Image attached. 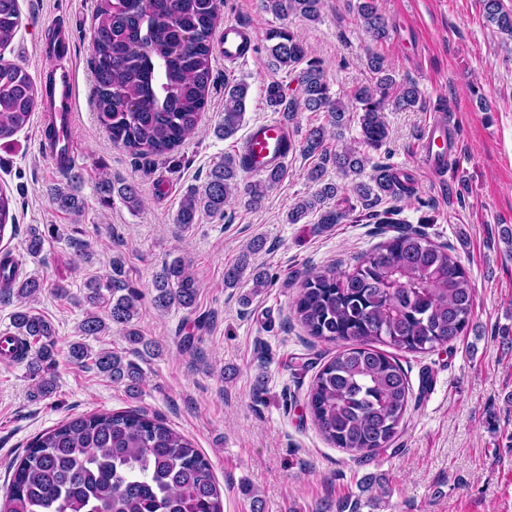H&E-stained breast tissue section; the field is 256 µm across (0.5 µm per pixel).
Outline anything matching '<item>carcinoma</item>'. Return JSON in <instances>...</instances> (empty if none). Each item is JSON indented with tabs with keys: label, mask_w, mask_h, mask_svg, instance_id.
Wrapping results in <instances>:
<instances>
[{
	"label": "carcinoma",
	"mask_w": 512,
	"mask_h": 512,
	"mask_svg": "<svg viewBox=\"0 0 512 512\" xmlns=\"http://www.w3.org/2000/svg\"><path fill=\"white\" fill-rule=\"evenodd\" d=\"M488 22L512 39V9L502 0H482ZM220 0H97L93 26L95 108L112 142L137 156L168 154L197 128L208 106L212 57ZM262 9L279 18L319 19L321 0H261ZM357 14L368 37L378 43L390 38V27L378 0H356ZM21 25L18 0H0V49ZM272 65L295 75L296 93L287 97L277 84L265 89L266 100L293 122L299 112H323L326 123L307 130L301 145L287 135L281 148L296 149L317 159L307 178L315 191L288 212V223L310 215L323 225L341 224L356 207L340 196L348 190L366 213L355 221L398 224L399 209L374 210L381 198L394 201L411 196V178L389 164L372 166L358 150H331L330 135L340 138L353 120L360 124L361 142L378 151L387 141L385 111L410 109L420 99L415 84L398 82L382 56L374 54L368 67L375 82L356 87L348 100L331 93L324 62L308 56L298 35L288 27L266 35ZM249 87L224 81V119L216 134L229 139L240 129ZM42 86L28 71L0 56V141L13 137L30 121ZM247 153L227 154L214 164L198 189L186 193L174 223L189 227L202 213L223 216L233 195L250 205L261 204L267 191L286 174L282 166L262 180L242 183L239 174L251 169ZM334 168L348 184L325 179ZM61 180L51 188L53 203L79 216L83 174L60 152ZM98 192L106 200L119 197L129 208L140 204L133 182L104 178ZM341 198L336 205L329 202ZM16 199L0 188V240L15 237ZM45 236L29 228L25 248L39 255ZM265 241L256 236L224 271V285L235 288L243 279L252 287L267 285V274L253 266L252 256ZM19 261L7 250L0 254V288L15 294L19 306L11 316L16 338L4 342L0 359H28L35 381L34 396L47 397L55 388L56 331L50 320L26 305L49 287L35 276L17 280ZM68 295L61 283L50 286ZM152 303L160 311L178 306L196 311L199 282L191 264L181 257L165 263L155 274ZM141 291L129 281L121 258L111 273L84 283V300L91 310L81 320V336H100L112 327L123 332L127 353L140 357L153 349L137 325ZM474 289L452 248L437 245L419 231L399 230L380 243L351 271L326 267L305 278L295 313L308 334L347 346L323 364L310 386L306 407L321 435L352 458L360 460L389 446L399 433L409 406L411 387L400 363L372 347L381 343L397 350L427 353L451 346L462 335L474 312ZM78 364L92 363L97 372L136 394L141 385L139 365L107 349L92 352L82 342L69 346ZM12 475L0 512H224V503L211 465L178 431L139 410L93 412L57 425L36 436L25 455L11 466Z\"/></svg>",
	"instance_id": "cac0c4a2"
}]
</instances>
